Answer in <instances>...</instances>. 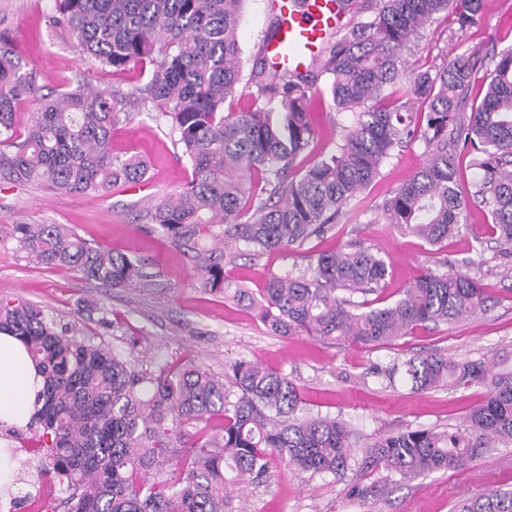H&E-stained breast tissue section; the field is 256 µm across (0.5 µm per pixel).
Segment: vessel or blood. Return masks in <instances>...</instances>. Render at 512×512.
<instances>
[{"instance_id":"obj_1","label":"vessel or blood","mask_w":512,"mask_h":512,"mask_svg":"<svg viewBox=\"0 0 512 512\" xmlns=\"http://www.w3.org/2000/svg\"><path fill=\"white\" fill-rule=\"evenodd\" d=\"M275 7L281 23L264 43V54L292 69L317 66L322 43L343 26L335 0H275Z\"/></svg>"}]
</instances>
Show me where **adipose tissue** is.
I'll return each instance as SVG.
<instances>
[{
  "instance_id": "obj_1",
  "label": "adipose tissue",
  "mask_w": 512,
  "mask_h": 512,
  "mask_svg": "<svg viewBox=\"0 0 512 512\" xmlns=\"http://www.w3.org/2000/svg\"><path fill=\"white\" fill-rule=\"evenodd\" d=\"M43 384L23 342L0 333V424L25 425L35 412L36 394Z\"/></svg>"
}]
</instances>
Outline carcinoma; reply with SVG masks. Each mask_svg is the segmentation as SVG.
Segmentation results:
<instances>
[{"instance_id":"1","label":"carcinoma","mask_w":512,"mask_h":512,"mask_svg":"<svg viewBox=\"0 0 512 512\" xmlns=\"http://www.w3.org/2000/svg\"><path fill=\"white\" fill-rule=\"evenodd\" d=\"M244 0H56L49 24L83 59L115 71L152 66L130 92L79 85L41 100L34 124L13 140L15 102L34 92L36 75L0 46V173L72 194L106 195L145 181L138 156L112 153V127L135 96L170 123L191 163V180L177 196L150 201L145 216L157 231L190 241L206 232L256 252L285 249L330 229L378 175L393 149L420 139L427 159L380 205L386 222L436 246L464 223L467 199L458 188L460 159L479 170L472 197L489 211L491 232L512 245V47L485 63V93L466 110L477 72L470 55H456L436 74L400 78L402 53L446 12L463 32L484 20V0H380L374 18L323 46V72L334 107L351 114L337 153L294 172L314 131L305 104L311 72L261 62L243 81L238 27ZM253 104L224 111L237 93ZM426 105L418 128L411 104ZM12 235L29 257L67 267L113 288L149 282L143 264L91 244L60 224H16ZM203 287L239 300L244 287L224 278V251L197 255ZM389 265L354 241L319 254L301 272L267 281L255 301L277 336L306 331L375 346L426 323H448L484 307L478 282L448 261L425 272L393 305L356 312L352 296L385 286ZM20 338L43 378L27 430L34 432L37 468L65 486L59 504L39 512H225L229 481H255L276 457L299 471L341 476L354 450L346 423L320 413L296 416L301 399L282 373L240 360L235 390L202 367L122 358L44 310L0 299V332ZM506 356L456 361L436 353L411 357L402 370L420 391L458 384L487 388L484 403L454 432L432 427L381 434L367 444L364 466L402 477L462 466L495 443H512V371ZM178 474L167 472L171 461ZM460 512H512V491L493 489L466 500Z\"/></svg>"}]
</instances>
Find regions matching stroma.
Listing matches in <instances>:
<instances>
[{"instance_id": "stroma-1", "label": "stroma", "mask_w": 512, "mask_h": 512, "mask_svg": "<svg viewBox=\"0 0 512 512\" xmlns=\"http://www.w3.org/2000/svg\"><path fill=\"white\" fill-rule=\"evenodd\" d=\"M55 0H0V37L25 71L35 73L37 94L19 99L12 122L16 137H25L42 97L68 86L125 91L146 82L149 71L134 67L115 72L84 61L75 48L50 27L46 17ZM484 23L458 32L447 14L426 27L406 53L412 71H437L449 57L469 53L483 58L512 46V0H485ZM273 16L269 0H245L239 27L244 71L262 54ZM329 76L318 77L319 93L309 101L314 142L310 161L335 152L348 113L335 110L327 91ZM115 154L134 153L148 166L146 181L113 189L107 196L55 192L30 182L16 184L0 176V298L21 299L41 307L57 323L72 324L120 355L139 341L149 355L165 361L190 360L210 374L224 377L239 360H252L288 375L296 385L303 412L330 415L349 423L357 438L403 431L420 425L439 431L461 425L482 404L487 389L478 384H447L417 391L402 379H388L387 367L416 353L438 352L456 360L493 352H512V246L490 233L491 216L469 203L458 234L432 247L396 231L378 219L376 207L408 181L426 160L425 145L415 140L395 149L379 176L352 202L326 233L302 245L252 254L243 243L224 242V275L260 295L273 273L305 269L324 251L354 240L372 245L388 262L385 287L365 295L367 308L386 307L438 260L476 278L485 307L450 323H429L391 344L365 347L300 333L273 335L247 303L224 299L198 282L195 244L154 231L135 202L182 191L191 165L176 136L140 106L131 104L112 130ZM16 224H63L82 238L136 256L153 274L155 287L132 284L110 288L81 272L50 268L28 260L12 235ZM0 442L14 449L17 484L13 512H35L28 500L38 480L37 461L27 452L28 436L10 437L0 427ZM361 487L365 496L352 494ZM512 487V444H499L463 468L403 478L384 470L330 474L298 472L274 462L262 482L237 485L227 512H456L462 499L488 490Z\"/></svg>"}]
</instances>
